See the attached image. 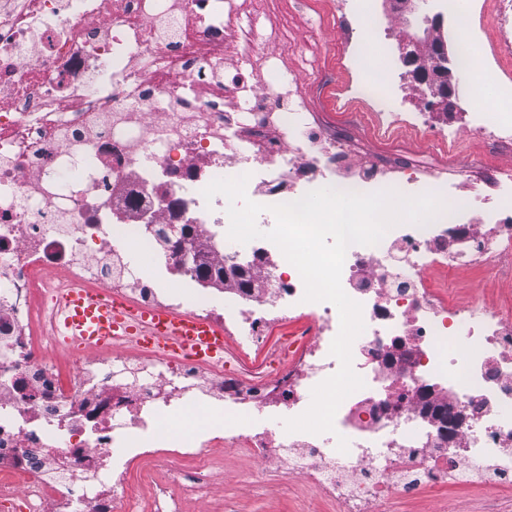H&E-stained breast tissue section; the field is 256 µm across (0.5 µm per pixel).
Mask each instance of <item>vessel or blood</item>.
<instances>
[{
    "label": "vessel or blood",
    "mask_w": 512,
    "mask_h": 512,
    "mask_svg": "<svg viewBox=\"0 0 512 512\" xmlns=\"http://www.w3.org/2000/svg\"><path fill=\"white\" fill-rule=\"evenodd\" d=\"M56 307L58 336L89 354L108 353L114 344L132 341L219 364L230 349L223 328L207 320L175 311L140 310L102 288L70 289Z\"/></svg>",
    "instance_id": "1"
}]
</instances>
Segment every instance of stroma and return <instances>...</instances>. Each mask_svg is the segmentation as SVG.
<instances>
[{
    "label": "stroma",
    "mask_w": 512,
    "mask_h": 512,
    "mask_svg": "<svg viewBox=\"0 0 512 512\" xmlns=\"http://www.w3.org/2000/svg\"><path fill=\"white\" fill-rule=\"evenodd\" d=\"M283 39L271 44L257 39L258 52L284 56L288 70L297 76L317 118L349 139L356 154L373 161H406L432 167L443 163L439 147L413 141L405 135L393 140L377 138L363 126L344 94L349 80L339 54L341 31L336 25L333 0H276ZM225 475L215 483L213 498L223 501L224 512H327L316 495H284L271 481L259 480L236 454L225 453ZM447 512H512L508 488L450 490Z\"/></svg>",
    "instance_id": "1"
}]
</instances>
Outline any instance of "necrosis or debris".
Here are the masks:
<instances>
[{"label": "necrosis or debris", "mask_w": 512, "mask_h": 512, "mask_svg": "<svg viewBox=\"0 0 512 512\" xmlns=\"http://www.w3.org/2000/svg\"><path fill=\"white\" fill-rule=\"evenodd\" d=\"M437 2L458 56L491 55L476 82L497 99L437 138L428 112L404 111L391 73L350 81L347 99L369 106L377 136L436 139L452 163L468 141L511 151L512 0H491L474 26L456 0ZM338 12L353 62L384 23L371 0ZM240 22L223 0H0V496L26 512H200L224 469L215 448L260 463L282 489L299 479L329 512L440 498L451 484L512 486V302L448 287L460 272L492 271L512 294V166L467 191L413 165L358 159L311 120L296 76L263 79L267 60ZM244 174L248 198L268 206L326 184L454 203L429 225L348 248L341 284L362 305L352 367L365 385L340 404L334 432L252 418L302 414L340 367L337 308L304 301L275 244L251 258V290L188 273L191 303L125 248L136 237L174 268L157 232L191 224L206 266H223L232 254L213 228L228 226V200L202 191ZM75 287L212 321L235 347L221 364L133 345L71 350L54 332V299ZM285 323L297 334L267 351Z\"/></svg>", "instance_id": "1"}]
</instances>
